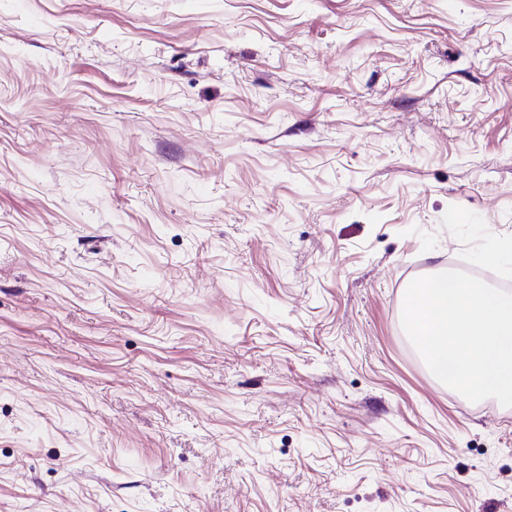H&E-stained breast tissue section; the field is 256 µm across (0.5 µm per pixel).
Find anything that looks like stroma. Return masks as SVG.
<instances>
[{
    "label": "stroma",
    "mask_w": 512,
    "mask_h": 512,
    "mask_svg": "<svg viewBox=\"0 0 512 512\" xmlns=\"http://www.w3.org/2000/svg\"><path fill=\"white\" fill-rule=\"evenodd\" d=\"M512 288V0H0V512H512V407L411 279Z\"/></svg>",
    "instance_id": "stroma-1"
}]
</instances>
